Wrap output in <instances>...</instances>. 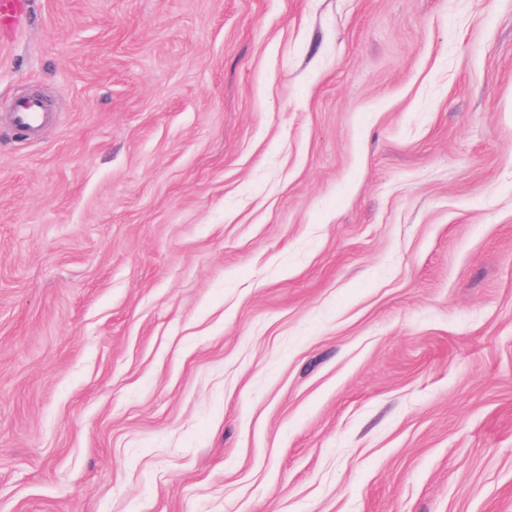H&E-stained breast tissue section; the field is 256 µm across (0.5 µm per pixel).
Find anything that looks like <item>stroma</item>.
<instances>
[{"label": "stroma", "mask_w": 512, "mask_h": 512, "mask_svg": "<svg viewBox=\"0 0 512 512\" xmlns=\"http://www.w3.org/2000/svg\"><path fill=\"white\" fill-rule=\"evenodd\" d=\"M0 512H512V0H28Z\"/></svg>", "instance_id": "35a3bbf8"}]
</instances>
